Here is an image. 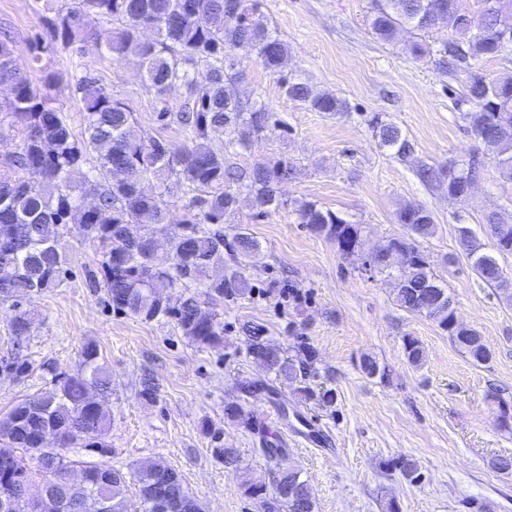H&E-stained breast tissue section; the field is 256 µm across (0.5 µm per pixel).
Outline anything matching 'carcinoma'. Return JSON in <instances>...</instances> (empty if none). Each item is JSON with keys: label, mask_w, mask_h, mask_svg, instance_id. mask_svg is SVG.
<instances>
[{"label": "carcinoma", "mask_w": 512, "mask_h": 512, "mask_svg": "<svg viewBox=\"0 0 512 512\" xmlns=\"http://www.w3.org/2000/svg\"><path fill=\"white\" fill-rule=\"evenodd\" d=\"M99 18L117 25L103 49L121 57H139L146 81L158 100L171 89L185 90V102L177 112L160 109L170 123L190 132V144L179 148L137 132L132 112L120 99L98 86L86 74L73 75L84 111V130L76 136L64 112L50 104L29 79V69L40 61L37 54L21 59L9 32H0V86L13 95L0 105V138L22 133L18 151L0 161V302L30 297L56 288L67 261V235L92 241L101 257L94 287L104 289L112 308L143 320L168 317L183 336L199 347L224 343V321L216 306L249 292L239 257L258 247L249 234L236 233L229 239L212 224L238 206L245 192L255 203L258 215L288 210L299 224L336 243L349 254L357 246L361 227L344 214L312 200L286 201L276 186L295 174L285 159L235 166L226 155L247 149L254 139L281 127L263 103L241 100L239 75L226 50L253 54L269 72L280 75L281 88L289 98L329 115L348 111L347 102L330 93H317L296 77L281 74L288 58V42L268 25L258 0H72L47 20L50 41L64 49L94 38L91 23ZM446 25L473 31L464 44L446 42L432 51L416 42L412 53L418 59L434 56L436 68L450 78L463 74V101L468 131L488 150L501 155L504 177L512 180V78L488 81L478 74L482 63L512 51L505 27L512 28V0H475V8L462 0H376L370 26L380 40L390 42L398 30L409 27L428 31ZM153 29L156 38L145 41L141 31ZM368 125L381 146L401 159L414 156V144L401 128L378 114ZM222 129L224 145L215 146L210 133ZM475 157L463 163L434 167L418 163L416 174L427 184L448 183V191L461 192L478 178ZM157 180L163 189L147 195L145 180ZM182 203L181 232L171 234L167 224L169 207ZM396 223L406 232L389 238L405 254L409 266L400 270L385 263L374 272L394 280V301L403 310L437 323L448 332L456 348L477 364L491 359L483 337L474 329L460 332L452 326L454 308L448 289L431 270L430 262L416 245L434 236L436 224L430 210L420 203H407L396 212ZM494 248L512 254V227L502 234L503 215L484 214ZM139 224L143 234L132 243L125 239L126 226ZM459 245L468 256H476L474 271L486 283L500 286L498 262L483 252V244L458 230ZM166 250L171 263L158 268L150 263L158 249ZM224 264L219 278L211 269ZM205 288L204 296L190 293L180 304H170L166 288ZM16 342L29 335L26 314L19 311L11 324ZM246 351L262 358L265 368L324 407L334 404L333 389L315 382V352L302 342L289 351L272 344L258 327L246 328ZM407 359L414 365L425 360L420 342L403 339ZM80 363L72 373H52L51 388L42 395L18 404L0 418V444L22 451L0 459V503L9 512H128L126 488L136 486L139 512H158L155 502H166L165 512H204L203 504L188 492L183 479L158 456L139 462L125 473L118 469L88 466L85 499L76 509L65 507L67 481L73 471L67 448L108 447L106 438L111 417L105 407L91 405L87 394L106 397L112 374L100 363L94 343L81 350ZM54 437L52 471L40 465V440ZM261 454L276 470L273 493L262 484L245 483L244 493L257 500L260 512H315L309 484L302 475L284 466L287 449L263 442ZM214 454L224 467L236 470L240 462L235 448H216ZM51 483L49 495L32 505L25 487Z\"/></svg>", "instance_id": "1"}]
</instances>
